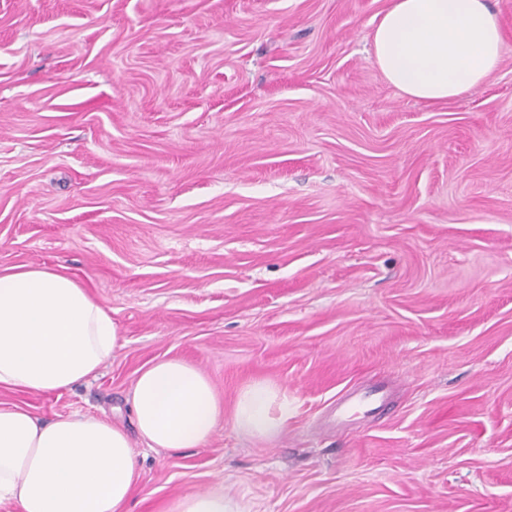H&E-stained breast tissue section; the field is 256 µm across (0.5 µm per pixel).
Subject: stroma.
I'll list each match as a JSON object with an SVG mask.
<instances>
[{
    "label": "stroma",
    "mask_w": 512,
    "mask_h": 512,
    "mask_svg": "<svg viewBox=\"0 0 512 512\" xmlns=\"http://www.w3.org/2000/svg\"><path fill=\"white\" fill-rule=\"evenodd\" d=\"M486 81L385 79L388 0H0V269H61L110 310L96 379L0 405L132 427L160 358L232 412L293 415L138 448L129 512L216 483L243 512H512V0ZM384 387L368 416L350 390ZM288 400L274 386L256 382L242 389L232 413L233 426L254 437L272 438L292 416ZM381 390H374L369 393L359 395L358 391L345 394L336 402V415L342 420L350 417L349 415H358L360 411L374 400V396L381 393Z\"/></svg>",
    "instance_id": "35a3bbf8"
}]
</instances>
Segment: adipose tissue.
I'll list each match as a JSON object with an SVG mask.
<instances>
[{
    "instance_id": "obj_1",
    "label": "adipose tissue",
    "mask_w": 512,
    "mask_h": 512,
    "mask_svg": "<svg viewBox=\"0 0 512 512\" xmlns=\"http://www.w3.org/2000/svg\"><path fill=\"white\" fill-rule=\"evenodd\" d=\"M502 32L487 0H391L372 36L373 59L400 92L440 102L480 85L500 62ZM120 337L109 310L64 272L0 270V387L69 390L96 376ZM127 402L150 448H200L224 420L275 436L292 409L274 386L242 389L232 415L208 377L179 359L143 369ZM125 429L93 416L44 421L0 405V503L20 512H128L141 481ZM170 512H241L217 484L178 497Z\"/></svg>"
}]
</instances>
